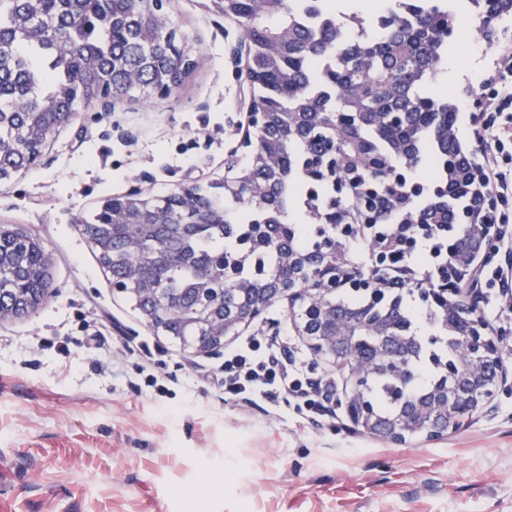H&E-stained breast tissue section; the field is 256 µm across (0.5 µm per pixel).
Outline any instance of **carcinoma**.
Masks as SVG:
<instances>
[{
	"mask_svg": "<svg viewBox=\"0 0 512 512\" xmlns=\"http://www.w3.org/2000/svg\"><path fill=\"white\" fill-rule=\"evenodd\" d=\"M327 2L335 0H210L214 12L238 20L254 49L265 117L241 180L160 195L146 210L114 197L111 213L96 214L84 232L112 283L181 344L213 335L247 305L269 308L282 288L292 293L290 314L303 335L333 336L341 326L369 357V325L382 324L412 369L422 350L404 301L417 300L419 289L394 258L373 267L361 254L391 247L410 226H446L438 237L448 263L425 285L434 290L441 274L463 279L485 246L488 193L457 141L455 108L427 90L446 69L449 20L459 12L448 0H415L410 17L394 6L378 38L381 13L363 8L337 5L335 22L310 28L304 14ZM480 2L484 38L494 42L512 19V0ZM192 67L162 0H0V180L35 165L44 134L67 123L79 103L106 92L147 101L179 88ZM425 165L437 178L414 180ZM344 224L391 232L356 249L345 243ZM342 258L349 276L376 278L384 292L337 285ZM18 269L49 275L44 249L0 254V275ZM425 302L427 335L445 350L433 356L424 385L386 372L368 378L364 399L386 423L406 409L407 388L415 401H432L448 365L456 368L448 392L466 393L469 411L490 395V383H471L463 356L472 314L442 293Z\"/></svg>",
	"mask_w": 512,
	"mask_h": 512,
	"instance_id": "carcinoma-1",
	"label": "carcinoma"
}]
</instances>
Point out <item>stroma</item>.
<instances>
[{"label": "stroma", "mask_w": 512, "mask_h": 512, "mask_svg": "<svg viewBox=\"0 0 512 512\" xmlns=\"http://www.w3.org/2000/svg\"><path fill=\"white\" fill-rule=\"evenodd\" d=\"M164 12L195 62L183 84L147 102L78 107L35 166L0 182V224L27 227L52 261L45 305L0 321V512H512L511 325L495 395L458 431L397 445L341 411L311 425L286 408L225 402L224 353L252 336L335 375L287 303L203 356L113 288L82 232L103 200L222 176L246 123L243 65L230 55L240 25L203 0H164ZM448 52L471 72L435 87L457 105L501 52L454 38ZM143 343L163 360L143 356ZM171 372L169 395L146 387V374Z\"/></svg>", "instance_id": "35a3bbf8"}]
</instances>
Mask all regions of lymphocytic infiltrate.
Listing matches in <instances>:
<instances>
[{
  "label": "lymphocytic infiltrate",
  "mask_w": 512,
  "mask_h": 512,
  "mask_svg": "<svg viewBox=\"0 0 512 512\" xmlns=\"http://www.w3.org/2000/svg\"><path fill=\"white\" fill-rule=\"evenodd\" d=\"M478 87L479 98L462 104L463 120L477 148L479 178L492 196L493 221L500 227L497 251L505 259L494 264L476 256L459 291L485 290L482 318L491 326L512 317V304L505 301L512 288V52ZM223 372L225 401L273 408L284 402L313 424L331 412L335 379L308 376L301 359L260 338L225 353Z\"/></svg>",
  "instance_id": "1"
}]
</instances>
